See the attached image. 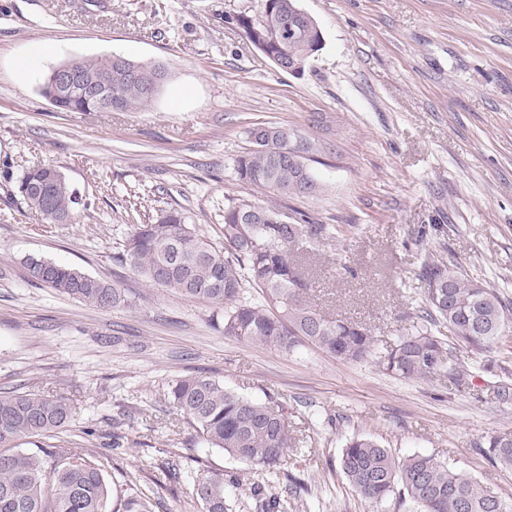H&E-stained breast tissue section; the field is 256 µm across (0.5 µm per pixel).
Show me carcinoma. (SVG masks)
<instances>
[{
	"label": "carcinoma",
	"instance_id": "1",
	"mask_svg": "<svg viewBox=\"0 0 512 512\" xmlns=\"http://www.w3.org/2000/svg\"><path fill=\"white\" fill-rule=\"evenodd\" d=\"M248 41L267 56L281 55L270 41L277 30L289 32L288 57L308 61L321 50L317 30L298 15L296 0H263L261 19L236 18ZM76 66L112 89V111L146 106L160 89L149 91L108 56L78 58ZM63 112H97L94 100L55 96L51 83L41 88ZM271 145L236 159L240 181L283 197H314L321 187L304 157L291 147L285 126H267ZM51 166L35 165L19 183L22 197L48 224L70 219L80 201L67 182L45 187ZM273 205L249 202L224 207V245L187 223L184 213L160 209L149 224H135L119 259L149 281L189 298L220 305L224 335L248 344L291 352L305 344L334 357L357 361L375 352L374 339L362 324L329 319L309 294L312 284L299 269L294 248L332 233L329 224H286ZM36 285L100 309L128 304L122 288L79 268L39 256L24 261ZM422 304L412 326L388 352L378 356L383 370L419 379L441 370L454 382L472 377L457 362L450 342L463 341L482 350L501 335L509 308L497 291L470 280L454 263L429 255L422 266ZM253 288L260 295L247 297ZM448 334H443L442 329ZM172 412L183 417L212 448L265 470L283 464L298 450L300 438L288 421L287 408L268 397L246 398L207 376L174 380L163 394ZM72 407L63 396L42 392H0V512H105L112 495L102 458L79 453L61 434L70 430ZM51 436L57 443L36 452L19 449L24 438ZM485 454L494 465L512 469V437L492 436ZM339 466L350 486L366 502L379 504L394 493L416 512H512L500 493L467 479L433 455L394 456L370 436L346 440ZM192 495L204 512H226L224 473L192 471ZM124 512H152L151 498L140 490L128 495Z\"/></svg>",
	"mask_w": 512,
	"mask_h": 512
}]
</instances>
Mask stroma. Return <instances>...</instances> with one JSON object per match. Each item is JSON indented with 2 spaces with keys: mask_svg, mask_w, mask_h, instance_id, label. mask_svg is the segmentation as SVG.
I'll return each instance as SVG.
<instances>
[{
  "mask_svg": "<svg viewBox=\"0 0 512 512\" xmlns=\"http://www.w3.org/2000/svg\"><path fill=\"white\" fill-rule=\"evenodd\" d=\"M323 47L297 74L277 69L235 18L259 19L262 0H0V391L65 396L80 444L103 455L107 479L129 475L153 512H203L178 462L235 483L227 512H257L251 488L285 512H410L390 497L361 501L339 468L346 438H376L394 455L430 454L512 497V470L480 451L512 434V320L478 351L455 342L473 369L398 379L375 356L290 353L226 337L218 307L181 296L120 265L131 225L178 209L222 242L224 207L273 203L332 236L301 248L324 314L370 328L390 350L421 304L428 255L459 264L512 309V0H298ZM40 55L29 71L19 63ZM118 54L163 65L148 106L60 112L40 93L70 57ZM283 125L322 186L284 198L239 181L248 131ZM56 166L81 204L67 224L38 219L18 192L29 167ZM41 256L130 291L128 306L97 309L25 277ZM195 373L254 399L287 402L303 451L268 473L178 426L161 399ZM122 429V447L112 433ZM305 489L290 491L292 479Z\"/></svg>",
  "mask_w": 512,
  "mask_h": 512,
  "instance_id": "stroma-1",
  "label": "stroma"
}]
</instances>
